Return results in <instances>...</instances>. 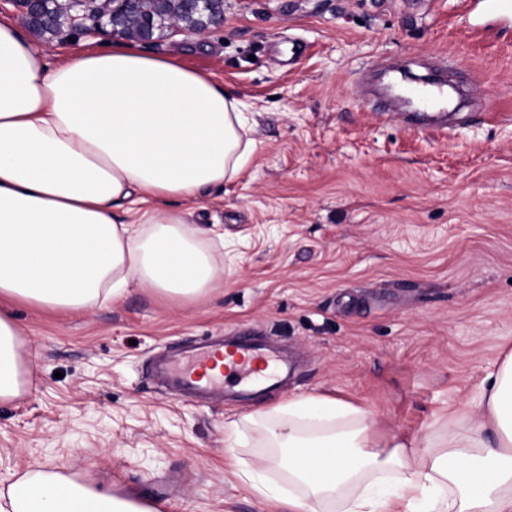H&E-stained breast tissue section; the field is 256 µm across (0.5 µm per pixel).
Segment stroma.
<instances>
[{
	"label": "stroma",
	"instance_id": "obj_1",
	"mask_svg": "<svg viewBox=\"0 0 512 512\" xmlns=\"http://www.w3.org/2000/svg\"><path fill=\"white\" fill-rule=\"evenodd\" d=\"M139 49L248 108L253 153L194 210L224 236V286L192 306L147 288L85 313L14 305L27 383L0 402V489L59 471L159 512H277L241 477L264 466L245 420L258 408L337 398L418 448L449 414L476 415L512 350V23L470 0H224L205 37L164 30ZM439 58L493 119L414 134L368 104L373 63ZM243 326L294 360L287 385L200 404L152 377L156 357Z\"/></svg>",
	"mask_w": 512,
	"mask_h": 512
}]
</instances>
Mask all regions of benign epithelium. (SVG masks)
Returning a JSON list of instances; mask_svg holds the SVG:
<instances>
[{"instance_id":"1","label":"benign epithelium","mask_w":512,"mask_h":512,"mask_svg":"<svg viewBox=\"0 0 512 512\" xmlns=\"http://www.w3.org/2000/svg\"><path fill=\"white\" fill-rule=\"evenodd\" d=\"M41 0H0V11L4 5L12 7V12L24 20L33 14ZM140 0H69L70 14L65 26L59 31L58 39L66 41L82 37L97 36L107 32L120 37L118 28L134 24L147 36L154 33L152 17L139 8ZM187 6L198 12L208 13L207 20L200 28L191 31L202 35L224 22V0H186Z\"/></svg>"}]
</instances>
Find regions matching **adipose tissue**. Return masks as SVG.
<instances>
[{
  "label": "adipose tissue",
  "instance_id": "ef3b65f1",
  "mask_svg": "<svg viewBox=\"0 0 512 512\" xmlns=\"http://www.w3.org/2000/svg\"><path fill=\"white\" fill-rule=\"evenodd\" d=\"M249 130L238 98L174 58L85 41L54 64L0 21V401L26 385L9 302L80 313L135 286L186 306L223 287L188 206L240 173ZM474 405L419 452L375 437L363 406L292 398L248 416L266 465L243 478L284 512H512V353ZM0 512L157 509L47 472L0 491Z\"/></svg>",
  "mask_w": 512,
  "mask_h": 512
}]
</instances>
